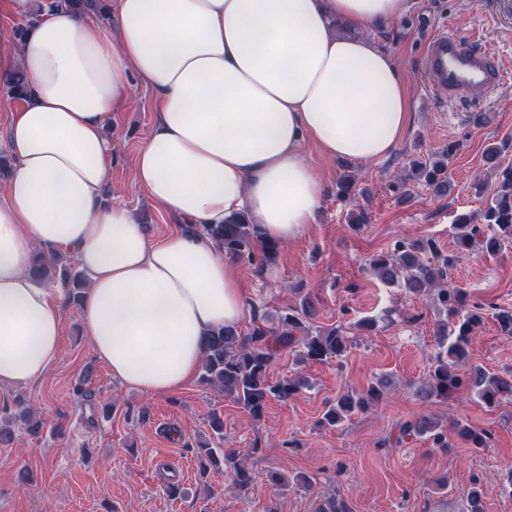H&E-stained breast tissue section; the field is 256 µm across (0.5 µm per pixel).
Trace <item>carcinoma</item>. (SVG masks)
I'll return each mask as SVG.
<instances>
[{
    "instance_id": "cac0c4a2",
    "label": "carcinoma",
    "mask_w": 512,
    "mask_h": 512,
    "mask_svg": "<svg viewBox=\"0 0 512 512\" xmlns=\"http://www.w3.org/2000/svg\"><path fill=\"white\" fill-rule=\"evenodd\" d=\"M66 8L86 10L105 20L109 14L107 0H40L37 10L14 30L17 41L24 39L27 29L46 13ZM0 89L13 100L27 98L24 75L15 71L0 77ZM507 144L492 145L485 151V162L497 176L496 186L485 209L479 214H460L456 217V251L440 255L435 242L427 239H398L390 252L371 256L365 265L380 281L395 285L408 294L429 295L445 313V319L437 324L440 352L436 365L427 381L417 388L423 400L446 398L466 388L488 407L512 395V379L488 373L479 365H470L459 371L456 365L469 358V349L476 331L484 320V308L468 301L466 291L448 287V268L460 258V254L478 246L489 254H498L506 241L512 240V167H501L499 160ZM419 178L434 193L448 190V177L442 160H428L416 166ZM206 231L231 259L252 258L260 251L262 261L271 263L281 251L278 242L263 238L258 226L246 216L237 215L222 224H209ZM71 259L66 255L46 257L35 253L31 274L41 284L59 280L64 288L79 286V275L72 274ZM314 301L305 296L298 305H288L281 311L279 322L268 326L255 318L248 334L243 335L234 327L213 331L208 339L206 353L201 366L202 382L217 387L227 398L242 405L254 419L262 417L265 404L271 398L286 401L307 387L308 381L295 374L282 380L272 381L269 368L276 352L290 350L298 352L300 360L321 363L337 360L344 356L349 346V336L343 327H329L311 330L307 319L314 316ZM502 332L512 336V307H498L493 313ZM383 384L371 386L366 394L347 391L336 402L330 404L324 413V420L330 426L342 423L347 418L376 406L383 398ZM473 448L486 447L488 434L462 420L451 425L426 416L409 419L399 425V436L427 437L439 448L448 447V429ZM222 452V461L230 474L231 487L240 494L247 493L255 474L240 460L239 454L228 448ZM218 450L205 449L213 458ZM315 512H351L347 498L333 495L315 507Z\"/></svg>"
}]
</instances>
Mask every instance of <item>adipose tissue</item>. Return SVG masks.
<instances>
[{"instance_id":"obj_1","label":"adipose tissue","mask_w":512,"mask_h":512,"mask_svg":"<svg viewBox=\"0 0 512 512\" xmlns=\"http://www.w3.org/2000/svg\"><path fill=\"white\" fill-rule=\"evenodd\" d=\"M407 0H111L109 23L60 10L0 45L22 71L0 191V390L55 365L63 289L29 275L33 255L73 254L87 277L83 330L114 380L150 397L197 374L208 334L245 316L234 266L206 233L243 214L263 236L299 237L325 183L304 147L331 159L387 158L411 121L407 86L368 31ZM156 119L135 160L147 195L179 230L151 241L136 213L106 203V128L133 81ZM194 232H186V225Z\"/></svg>"}]
</instances>
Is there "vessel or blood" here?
Listing matches in <instances>:
<instances>
[{"mask_svg": "<svg viewBox=\"0 0 512 512\" xmlns=\"http://www.w3.org/2000/svg\"><path fill=\"white\" fill-rule=\"evenodd\" d=\"M422 70L436 95L448 101L482 102L504 79L501 64L489 52L445 31L428 39Z\"/></svg>", "mask_w": 512, "mask_h": 512, "instance_id": "b4317fda", "label": "vessel or blood"}]
</instances>
